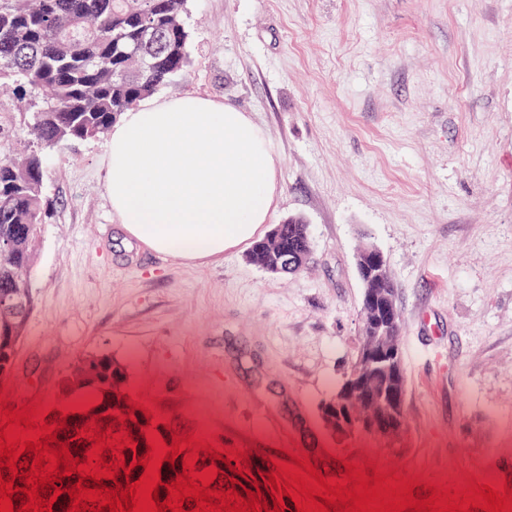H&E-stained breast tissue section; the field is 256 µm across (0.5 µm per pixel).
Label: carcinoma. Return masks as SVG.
<instances>
[{"label":"carcinoma","instance_id":"obj_1","mask_svg":"<svg viewBox=\"0 0 512 512\" xmlns=\"http://www.w3.org/2000/svg\"><path fill=\"white\" fill-rule=\"evenodd\" d=\"M186 0H0V90L29 101L31 119L27 136L31 150L17 161L0 157V239L14 242L15 264L0 267V300L19 289L16 267L32 270L46 223L48 199L44 190L48 151L58 146L105 135L123 112L169 83L189 60V33L183 22ZM288 253V271L306 264L310 256L307 225L297 218L284 225L277 243ZM27 306L19 313L0 310V377L14 368L18 348L35 308L31 288H26ZM91 391L94 407L80 415L50 414L47 425L65 422L57 433L75 439L69 449L73 457L87 463V452L94 442L76 438L77 430L89 423L100 431L128 434L136 449L122 451L125 465L133 466L131 476L116 472L120 489L135 482L144 472L136 458L147 453V431L165 437L162 425L136 409L138 402L125 386L122 366L107 356L83 363L67 380L66 390ZM127 416L121 423L117 413ZM135 420L128 419V416ZM179 455L174 463L161 466L159 501L166 498L165 485L183 474ZM221 470L211 487L232 489L241 496L246 490L261 492V501L274 508L275 494L264 479L272 467L254 459L245 467L252 476L243 478L226 470L214 455L202 453L195 464L200 472L209 466ZM237 479L239 483L231 484ZM115 481V482H117ZM79 482L73 474L58 484L63 493L52 504L53 512H67L68 490ZM115 482L101 480L108 490ZM258 486H253V483Z\"/></svg>","mask_w":512,"mask_h":512}]
</instances>
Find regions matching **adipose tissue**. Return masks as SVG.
<instances>
[{
    "mask_svg": "<svg viewBox=\"0 0 512 512\" xmlns=\"http://www.w3.org/2000/svg\"><path fill=\"white\" fill-rule=\"evenodd\" d=\"M276 168L245 113L187 95L148 102L113 125L106 190L124 242L202 261L263 234Z\"/></svg>",
    "mask_w": 512,
    "mask_h": 512,
    "instance_id": "adipose-tissue-1",
    "label": "adipose tissue"
}]
</instances>
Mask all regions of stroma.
I'll use <instances>...</instances> for the list:
<instances>
[{
  "label": "stroma",
  "mask_w": 512,
  "mask_h": 512,
  "mask_svg": "<svg viewBox=\"0 0 512 512\" xmlns=\"http://www.w3.org/2000/svg\"><path fill=\"white\" fill-rule=\"evenodd\" d=\"M183 19L189 62L155 98L208 97L266 133L270 221L308 224L309 262L127 251L106 138L52 149L36 307L0 397L84 400L64 390L73 366L107 355L153 416L217 448L512 488V0H187ZM29 118L0 98L1 153L28 149ZM364 244L397 288L394 442L336 441L319 415L359 347Z\"/></svg>",
  "instance_id": "obj_1"
}]
</instances>
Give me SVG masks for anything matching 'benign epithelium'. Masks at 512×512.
<instances>
[{
    "label": "benign epithelium",
    "instance_id": "benign-epithelium-1",
    "mask_svg": "<svg viewBox=\"0 0 512 512\" xmlns=\"http://www.w3.org/2000/svg\"><path fill=\"white\" fill-rule=\"evenodd\" d=\"M357 268L364 285L361 333L369 340L358 350L349 377L325 419L341 438L365 435L396 440L407 431L403 392L396 389L378 394L367 385V375L382 360L390 363L395 377L403 374L397 340L391 337L383 344L375 343L382 331L396 326L395 311L377 304L374 293V285L390 279V275L382 254L371 247L358 253Z\"/></svg>",
    "mask_w": 512,
    "mask_h": 512
}]
</instances>
